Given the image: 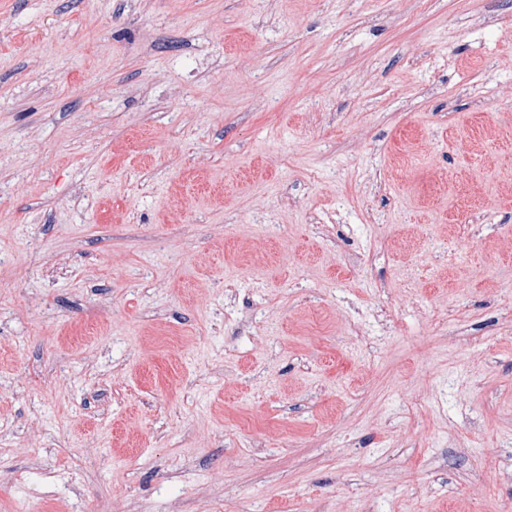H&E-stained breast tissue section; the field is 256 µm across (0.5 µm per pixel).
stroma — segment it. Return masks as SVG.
<instances>
[{
	"instance_id": "stroma-1",
	"label": "stroma",
	"mask_w": 512,
	"mask_h": 512,
	"mask_svg": "<svg viewBox=\"0 0 512 512\" xmlns=\"http://www.w3.org/2000/svg\"><path fill=\"white\" fill-rule=\"evenodd\" d=\"M73 502L512 512V0H0V512Z\"/></svg>"
}]
</instances>
